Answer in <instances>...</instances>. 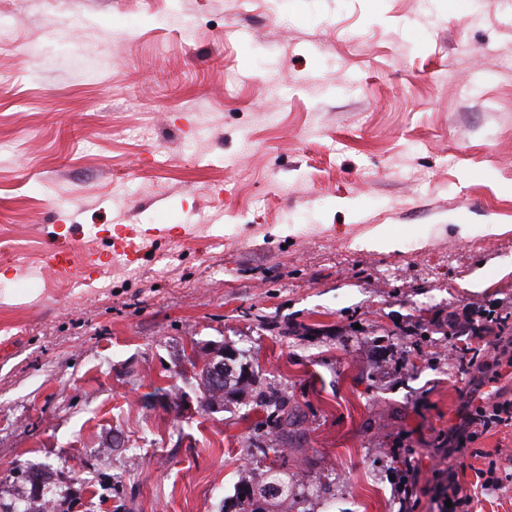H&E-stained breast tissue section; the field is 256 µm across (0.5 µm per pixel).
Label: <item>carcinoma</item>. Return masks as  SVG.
<instances>
[{
    "instance_id": "1",
    "label": "carcinoma",
    "mask_w": 512,
    "mask_h": 512,
    "mask_svg": "<svg viewBox=\"0 0 512 512\" xmlns=\"http://www.w3.org/2000/svg\"><path fill=\"white\" fill-rule=\"evenodd\" d=\"M448 328L453 336H482L491 329L497 330L502 336H511L512 312L487 310L477 321L459 323L453 320L448 322ZM198 388L209 410L215 406L224 410V401L230 394L255 399L268 411L270 435L285 447L300 441L302 437L296 414L288 406V397L276 391L255 390L253 379L245 367L222 348L214 352L211 360L203 361ZM286 470L288 464L283 459L278 467L265 471L264 482L257 485L245 482L239 486L232 504L235 512H275V507L293 494L294 486L283 478ZM13 474L23 491L10 502L0 501V512H44L48 503L45 489L49 488L52 479L50 470L35 466L16 467Z\"/></svg>"
}]
</instances>
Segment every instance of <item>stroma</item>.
<instances>
[{
	"label": "stroma",
	"mask_w": 512,
	"mask_h": 512,
	"mask_svg": "<svg viewBox=\"0 0 512 512\" xmlns=\"http://www.w3.org/2000/svg\"><path fill=\"white\" fill-rule=\"evenodd\" d=\"M0 20V497L46 465L60 512H222L270 464L247 453L267 413L207 410L194 344L299 406L291 512H399L404 456L432 483L472 388L457 338L418 325L512 311V0H0ZM377 227L396 250L359 247ZM475 448L474 512H512V480L474 485L512 428Z\"/></svg>",
	"instance_id": "stroma-1"
}]
</instances>
